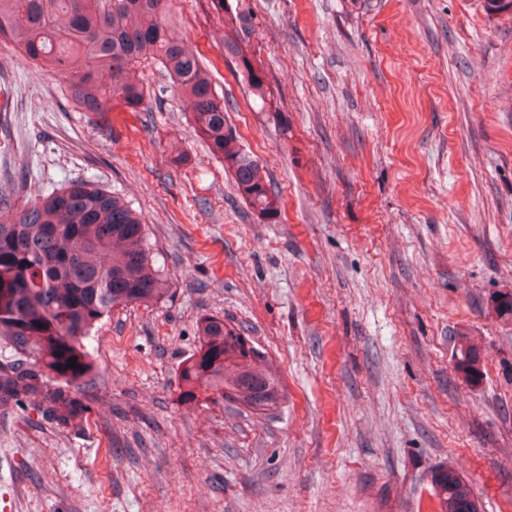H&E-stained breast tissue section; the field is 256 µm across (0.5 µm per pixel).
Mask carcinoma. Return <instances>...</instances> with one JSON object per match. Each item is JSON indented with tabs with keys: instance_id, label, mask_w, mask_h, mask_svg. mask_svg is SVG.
<instances>
[{
	"instance_id": "carcinoma-1",
	"label": "carcinoma",
	"mask_w": 512,
	"mask_h": 512,
	"mask_svg": "<svg viewBox=\"0 0 512 512\" xmlns=\"http://www.w3.org/2000/svg\"><path fill=\"white\" fill-rule=\"evenodd\" d=\"M171 0H0V41H7L35 67L67 80L69 98L83 112L145 111L146 88L129 71L148 60L159 63L175 88L190 99L191 121L231 173L239 196L270 223L281 199L263 168L239 145L224 117L220 96L199 58L175 34ZM213 11L237 37L225 43L250 94L267 101L268 88L239 41L249 21L228 12L225 0ZM156 266L142 214L119 193L90 181L72 182L26 204L12 216L0 214V340L10 359L0 363V406L36 402L41 415L59 427L87 419L80 388L92 371L84 340L118 306L153 304L168 293ZM200 346L181 371L187 402L205 389L257 411L277 406L283 383L271 368L260 369L261 353L224 323L206 317L198 326ZM457 368L479 384V350L466 340L457 348ZM76 360V367L69 360ZM441 512L478 506L468 482L439 467L431 472Z\"/></svg>"
}]
</instances>
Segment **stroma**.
Returning a JSON list of instances; mask_svg holds the SVG:
<instances>
[{
    "label": "stroma",
    "instance_id": "1",
    "mask_svg": "<svg viewBox=\"0 0 512 512\" xmlns=\"http://www.w3.org/2000/svg\"><path fill=\"white\" fill-rule=\"evenodd\" d=\"M268 84L234 75L208 0H173L243 148L280 195L266 223L145 62L141 112L80 111L0 42V209L92 181L142 211L170 282L93 329L83 429L0 407V512H440L455 470L512 512V9L485 0H226ZM287 392L265 413L188 404L202 318ZM483 377L456 368L461 338Z\"/></svg>",
    "mask_w": 512,
    "mask_h": 512
}]
</instances>
